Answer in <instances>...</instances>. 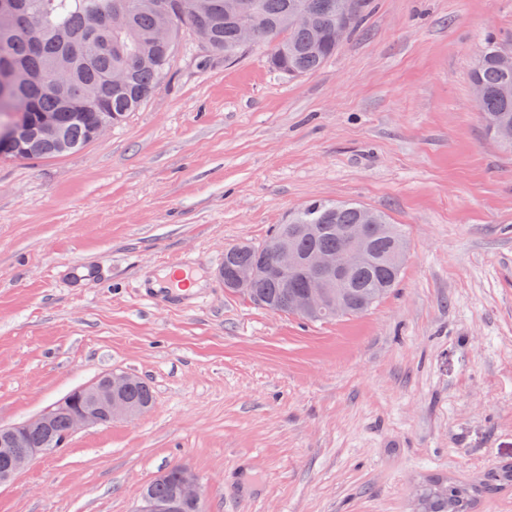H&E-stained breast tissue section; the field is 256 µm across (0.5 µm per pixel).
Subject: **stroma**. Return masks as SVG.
I'll return each mask as SVG.
<instances>
[{
    "label": "stroma",
    "mask_w": 512,
    "mask_h": 512,
    "mask_svg": "<svg viewBox=\"0 0 512 512\" xmlns=\"http://www.w3.org/2000/svg\"><path fill=\"white\" fill-rule=\"evenodd\" d=\"M512 0H373L315 74L193 35L125 121L73 154L0 158V427L111 371L152 407L76 433L0 486V512H135L170 466L206 512H419L512 464V157L470 82ZM313 200L402 225L399 282L324 322L220 278ZM183 257L194 303H148Z\"/></svg>",
    "instance_id": "1"
}]
</instances>
